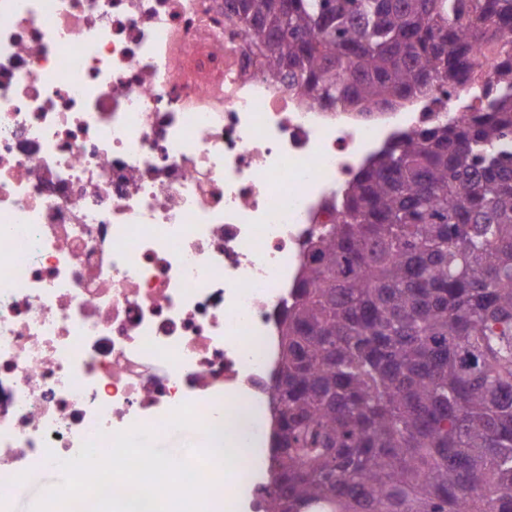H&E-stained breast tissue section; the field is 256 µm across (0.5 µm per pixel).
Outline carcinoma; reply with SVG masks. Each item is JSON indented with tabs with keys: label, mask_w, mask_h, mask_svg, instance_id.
<instances>
[{
	"label": "carcinoma",
	"mask_w": 512,
	"mask_h": 512,
	"mask_svg": "<svg viewBox=\"0 0 512 512\" xmlns=\"http://www.w3.org/2000/svg\"><path fill=\"white\" fill-rule=\"evenodd\" d=\"M269 76L351 109L473 69L512 0H235ZM348 182L284 311L268 512H512V82Z\"/></svg>",
	"instance_id": "1"
}]
</instances>
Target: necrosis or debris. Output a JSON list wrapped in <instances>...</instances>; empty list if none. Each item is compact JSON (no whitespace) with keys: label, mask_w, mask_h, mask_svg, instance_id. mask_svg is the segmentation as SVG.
<instances>
[{"label":"necrosis or debris","mask_w":512,"mask_h":512,"mask_svg":"<svg viewBox=\"0 0 512 512\" xmlns=\"http://www.w3.org/2000/svg\"><path fill=\"white\" fill-rule=\"evenodd\" d=\"M475 78L342 113L266 76L227 0H0V496L36 462L243 426L224 512H266L276 339L333 203Z\"/></svg>","instance_id":"1"}]
</instances>
